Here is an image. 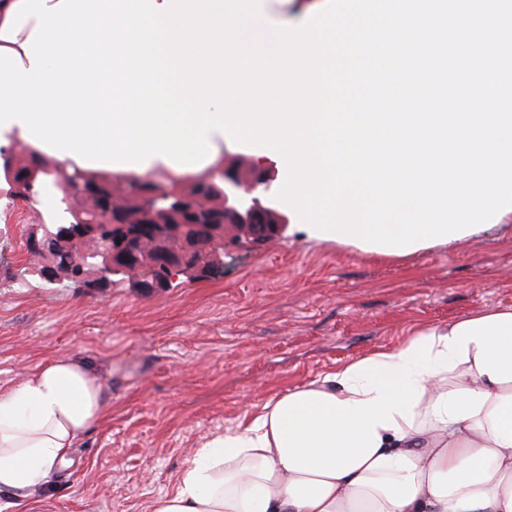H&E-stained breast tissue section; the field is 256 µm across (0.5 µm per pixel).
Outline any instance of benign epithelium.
Here are the masks:
<instances>
[{"label":"benign epithelium","instance_id":"obj_1","mask_svg":"<svg viewBox=\"0 0 512 512\" xmlns=\"http://www.w3.org/2000/svg\"><path fill=\"white\" fill-rule=\"evenodd\" d=\"M4 173L12 185V196H29L36 184L34 177H16L9 159H4ZM264 180L253 178L248 184L240 180H224V193L218 197L182 196L179 201L187 212L223 213L212 224H188L174 219L168 212H151V223H141V214L129 213L123 221H112V213L99 208H86L90 198L84 187L63 184L65 211L70 218H40L29 233L27 246L49 258L36 268L44 282L51 285L62 274L82 280L85 271L96 274L97 284L107 283L112 275L124 273L139 277V287L152 293L168 283L165 276L197 270L195 255L200 248L198 238L207 240L209 261L222 264L224 233L227 225L238 231V243L283 231L282 224L256 223L255 217L266 212L258 197L257 186Z\"/></svg>","mask_w":512,"mask_h":512}]
</instances>
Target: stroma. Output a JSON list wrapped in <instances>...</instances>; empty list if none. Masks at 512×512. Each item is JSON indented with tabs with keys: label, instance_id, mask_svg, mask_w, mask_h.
Here are the masks:
<instances>
[{
	"label": "stroma",
	"instance_id": "1",
	"mask_svg": "<svg viewBox=\"0 0 512 512\" xmlns=\"http://www.w3.org/2000/svg\"><path fill=\"white\" fill-rule=\"evenodd\" d=\"M261 199L280 235L238 249L224 273L192 271L144 294L134 277L99 286L29 273V200L0 204V388L38 364L79 362L108 413L39 494L38 512H152L196 448L286 390L394 347L428 327L512 307V218L465 242L404 258L309 238L276 194Z\"/></svg>",
	"mask_w": 512,
	"mask_h": 512
}]
</instances>
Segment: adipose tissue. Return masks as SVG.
Instances as JSON below:
<instances>
[{"label": "adipose tissue", "instance_id": "adipose-tissue-1", "mask_svg": "<svg viewBox=\"0 0 512 512\" xmlns=\"http://www.w3.org/2000/svg\"><path fill=\"white\" fill-rule=\"evenodd\" d=\"M0 130L17 175L51 167L129 190L174 192L218 179L217 154L197 171L161 158L144 171L85 168ZM107 414L97 376L69 359L40 364L0 389V494L36 512L35 489L76 439ZM152 512H512V308L432 326L267 401L198 448Z\"/></svg>", "mask_w": 512, "mask_h": 512}]
</instances>
